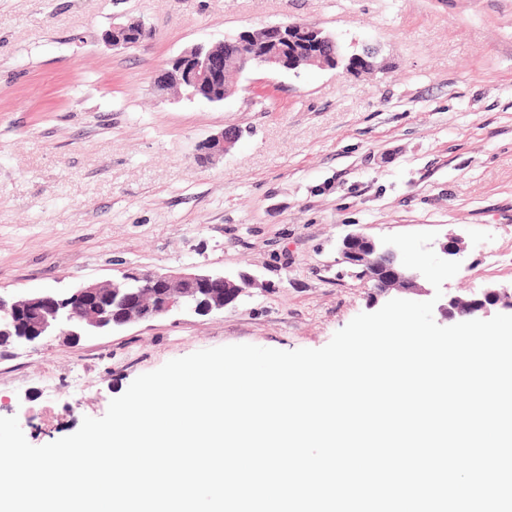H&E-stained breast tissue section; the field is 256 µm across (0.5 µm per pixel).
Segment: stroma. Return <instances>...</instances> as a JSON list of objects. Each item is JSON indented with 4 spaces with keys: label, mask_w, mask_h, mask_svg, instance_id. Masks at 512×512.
Instances as JSON below:
<instances>
[{
    "label": "stroma",
    "mask_w": 512,
    "mask_h": 512,
    "mask_svg": "<svg viewBox=\"0 0 512 512\" xmlns=\"http://www.w3.org/2000/svg\"><path fill=\"white\" fill-rule=\"evenodd\" d=\"M152 34L115 47L113 23ZM304 21L381 70H256L223 104L159 94L165 62ZM223 157L199 148L225 128ZM460 239L449 294L512 288V0H0V295L106 282L128 268L246 273L224 311H182L73 341L0 349V417L42 446L102 417L141 374L196 351L319 349L377 311L339 245Z\"/></svg>",
    "instance_id": "35a3bbf8"
}]
</instances>
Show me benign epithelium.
<instances>
[{"mask_svg":"<svg viewBox=\"0 0 512 512\" xmlns=\"http://www.w3.org/2000/svg\"><path fill=\"white\" fill-rule=\"evenodd\" d=\"M280 43L268 49L255 33L246 31L217 45H194L172 57L157 87L163 91L179 85L189 99L222 103L228 94L224 71L230 63L236 71L254 68L262 60L268 72L290 71L319 65L330 57L340 64L360 57L373 62L376 49L364 46L360 54H348L335 35L315 23L293 21L277 25ZM148 36L140 22L112 24L106 38L114 46L136 45ZM239 139V131L227 128L201 145L210 160L226 154ZM342 261L354 276L372 283L374 300L399 296L434 297L424 276L401 262L399 250L363 233H350L340 247ZM256 285L248 274L152 273L127 269L106 283H87L70 294L40 292L6 299L0 296V344L34 342L60 332L78 338L124 327L133 322L153 321L176 310L191 309L200 315L222 311ZM441 319L487 317L494 310L512 312V289L489 288L479 294H443L436 302Z\"/></svg>","mask_w":512,"mask_h":512,"instance_id":"obj_1","label":"benign epithelium"}]
</instances>
